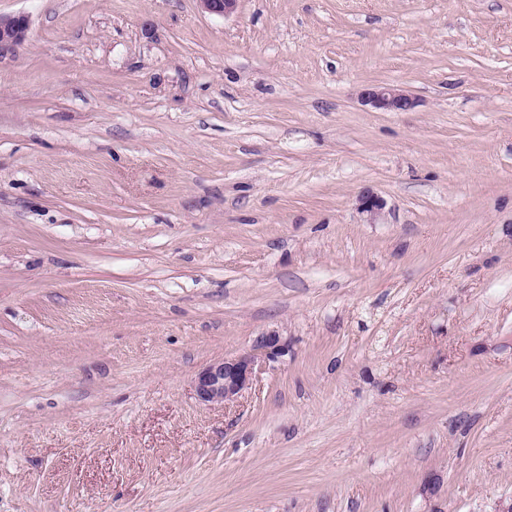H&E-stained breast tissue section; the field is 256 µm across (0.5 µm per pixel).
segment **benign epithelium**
Returning <instances> with one entry per match:
<instances>
[{"instance_id":"obj_1","label":"benign epithelium","mask_w":512,"mask_h":512,"mask_svg":"<svg viewBox=\"0 0 512 512\" xmlns=\"http://www.w3.org/2000/svg\"><path fill=\"white\" fill-rule=\"evenodd\" d=\"M205 11L226 16L237 9L238 0H198ZM29 24L23 15H0V53L12 51L28 36ZM362 102L385 112L412 109L415 98L393 86H376L362 91ZM359 208L371 221L381 218L384 201L366 192L359 198ZM286 344L280 336L267 333L256 338L251 349L243 354L226 357L205 367L195 378L197 399L204 404L227 405L236 401L249 388L256 373L285 353Z\"/></svg>"}]
</instances>
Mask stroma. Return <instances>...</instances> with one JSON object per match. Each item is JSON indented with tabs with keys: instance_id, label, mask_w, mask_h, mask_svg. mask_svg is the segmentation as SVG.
I'll return each mask as SVG.
<instances>
[{
	"instance_id": "1",
	"label": "stroma",
	"mask_w": 512,
	"mask_h": 512,
	"mask_svg": "<svg viewBox=\"0 0 512 512\" xmlns=\"http://www.w3.org/2000/svg\"><path fill=\"white\" fill-rule=\"evenodd\" d=\"M0 14V512L512 507V0ZM29 24L23 15H0V53L12 51L28 36ZM361 100L373 108L385 112H403L412 109L415 98L393 86H376L362 91ZM285 349L276 333L258 336L248 352L215 361L198 373L194 383L197 399L209 405L233 403L249 388L256 373L275 362Z\"/></svg>"
}]
</instances>
